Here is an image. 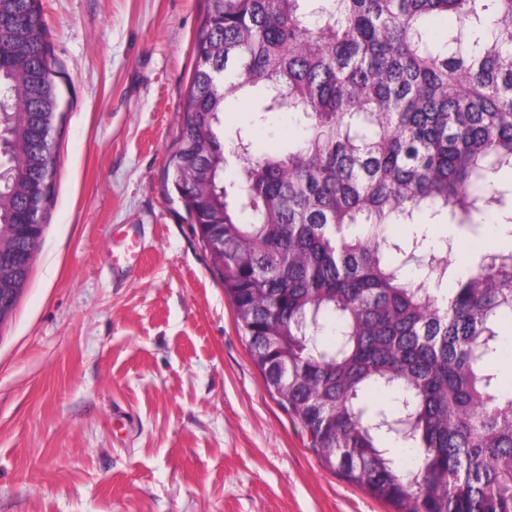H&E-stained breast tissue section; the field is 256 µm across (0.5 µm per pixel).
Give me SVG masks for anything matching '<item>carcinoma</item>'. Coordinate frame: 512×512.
<instances>
[{
    "label": "carcinoma",
    "mask_w": 512,
    "mask_h": 512,
    "mask_svg": "<svg viewBox=\"0 0 512 512\" xmlns=\"http://www.w3.org/2000/svg\"><path fill=\"white\" fill-rule=\"evenodd\" d=\"M448 13L437 41L427 23ZM0 15L20 19L0 29V243L34 253L62 71L40 0ZM193 51L172 189L309 448L400 512H512V394L489 367L512 319V183L497 178L512 172V0H207ZM243 97L258 123L288 111L303 132L270 150L227 138ZM424 212L475 236L464 272L446 239L392 238ZM29 273L0 263V324Z\"/></svg>",
    "instance_id": "obj_1"
}]
</instances>
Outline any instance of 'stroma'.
Masks as SVG:
<instances>
[{
  "label": "stroma",
  "mask_w": 512,
  "mask_h": 512,
  "mask_svg": "<svg viewBox=\"0 0 512 512\" xmlns=\"http://www.w3.org/2000/svg\"><path fill=\"white\" fill-rule=\"evenodd\" d=\"M67 102L29 279L0 324V512H396L308 448L171 193L206 0H41ZM227 134L269 147L291 113ZM130 226L143 261L112 264Z\"/></svg>",
  "instance_id": "35a3bbf8"
}]
</instances>
